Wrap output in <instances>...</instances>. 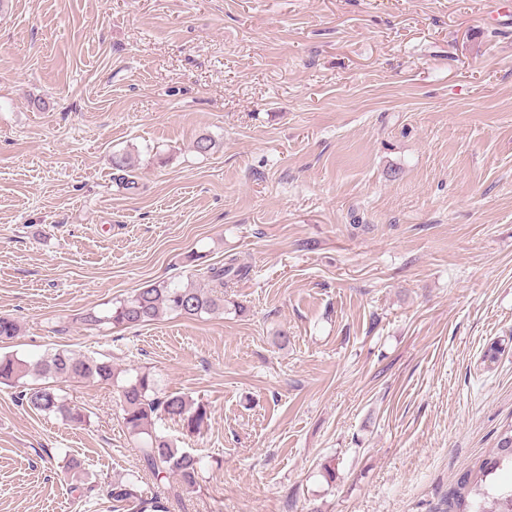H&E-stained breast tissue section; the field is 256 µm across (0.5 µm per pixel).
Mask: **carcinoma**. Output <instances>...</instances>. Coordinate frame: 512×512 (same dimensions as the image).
I'll return each mask as SVG.
<instances>
[{
  "label": "carcinoma",
  "mask_w": 512,
  "mask_h": 512,
  "mask_svg": "<svg viewBox=\"0 0 512 512\" xmlns=\"http://www.w3.org/2000/svg\"><path fill=\"white\" fill-rule=\"evenodd\" d=\"M112 167L117 172L116 180L127 191L138 189L132 165L125 155H115ZM245 275L235 259L205 268L202 277L208 290L192 284L180 285L172 282L151 283L134 295L118 301L104 316L88 313L82 321L99 325L110 323L114 327L148 325L157 320L164 311L193 319L204 313L210 314L224 307V288L232 280ZM29 374L43 378L88 379L112 383L118 377L112 362L87 356L70 350H57L30 364L9 353L0 354V383L17 385ZM123 410V424L134 437L142 434L140 461L144 470L154 479L174 477L179 488H195L199 474L200 458L192 452L179 448L169 437L152 430L153 419L166 418L181 429L193 434L201 428L207 417L206 408L194 405L187 396L174 392L160 396L155 390L151 373L142 371L127 379L118 389ZM21 399L38 413H60L76 423H82L86 414L77 405H66L51 385L30 387L22 392ZM504 466L512 467V422L502 426L496 448L480 462L464 471L452 491L451 512H512V490L493 488L491 476ZM109 495L115 502H132L140 512H167L162 499L155 495L146 497L137 491L136 481L116 480L112 482Z\"/></svg>",
  "instance_id": "1"
}]
</instances>
